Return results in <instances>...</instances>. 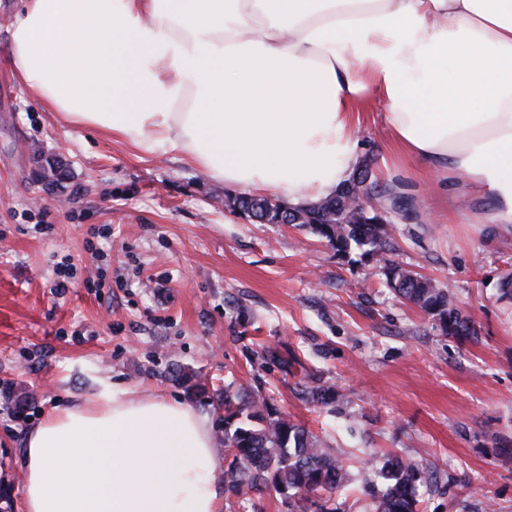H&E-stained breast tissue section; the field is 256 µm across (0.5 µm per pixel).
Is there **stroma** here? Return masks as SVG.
<instances>
[{
  "label": "stroma",
  "mask_w": 512,
  "mask_h": 512,
  "mask_svg": "<svg viewBox=\"0 0 512 512\" xmlns=\"http://www.w3.org/2000/svg\"><path fill=\"white\" fill-rule=\"evenodd\" d=\"M14 0H0V512H19L27 431L107 382L161 390L210 422L223 453L224 394L239 387L306 424L352 474L392 454L427 477L417 512H512V235L464 216L488 209L392 156L383 113L357 150L378 185L411 197L392 261L450 286L475 342L441 333L372 262L303 226L258 224L239 190L178 157L68 127L32 102L7 62ZM76 275L64 294L56 264ZM207 387L194 396L195 381ZM310 385L346 403H311Z\"/></svg>",
  "instance_id": "35a3bbf8"
}]
</instances>
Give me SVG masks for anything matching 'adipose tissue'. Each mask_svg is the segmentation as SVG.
Segmentation results:
<instances>
[{"mask_svg":"<svg viewBox=\"0 0 512 512\" xmlns=\"http://www.w3.org/2000/svg\"><path fill=\"white\" fill-rule=\"evenodd\" d=\"M9 61L73 128L164 151L299 206L361 164L360 111L384 107L399 159L493 205L512 230V0H21ZM207 415L102 386L24 443L21 512H222Z\"/></svg>","mask_w":512,"mask_h":512,"instance_id":"adipose-tissue-1","label":"adipose tissue"}]
</instances>
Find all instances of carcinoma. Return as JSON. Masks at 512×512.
<instances>
[{"label":"carcinoma","instance_id":"obj_1","mask_svg":"<svg viewBox=\"0 0 512 512\" xmlns=\"http://www.w3.org/2000/svg\"><path fill=\"white\" fill-rule=\"evenodd\" d=\"M368 168L356 170L336 194L317 203L282 208L266 196H243L239 211L261 224L296 223L327 240L336 253L375 261L395 296L431 316L443 334L461 342L479 339L475 322L457 307L452 291L388 258L394 228L368 224L356 201ZM311 402L344 399L331 386L308 387ZM224 498L250 500L274 490L294 501V512H339L334 495L354 489L371 500V512H417L423 472L412 461L389 455L367 470L360 485L338 456L302 424L269 412L265 398L246 392L224 395Z\"/></svg>","mask_w":512,"mask_h":512}]
</instances>
